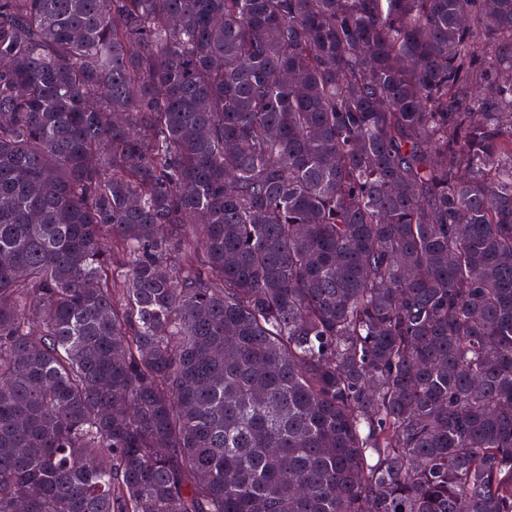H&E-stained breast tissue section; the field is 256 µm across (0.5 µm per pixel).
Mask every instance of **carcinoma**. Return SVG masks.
I'll list each match as a JSON object with an SVG mask.
<instances>
[{
    "label": "carcinoma",
    "instance_id": "1",
    "mask_svg": "<svg viewBox=\"0 0 512 512\" xmlns=\"http://www.w3.org/2000/svg\"><path fill=\"white\" fill-rule=\"evenodd\" d=\"M0 512H512V0H0Z\"/></svg>",
    "mask_w": 512,
    "mask_h": 512
}]
</instances>
